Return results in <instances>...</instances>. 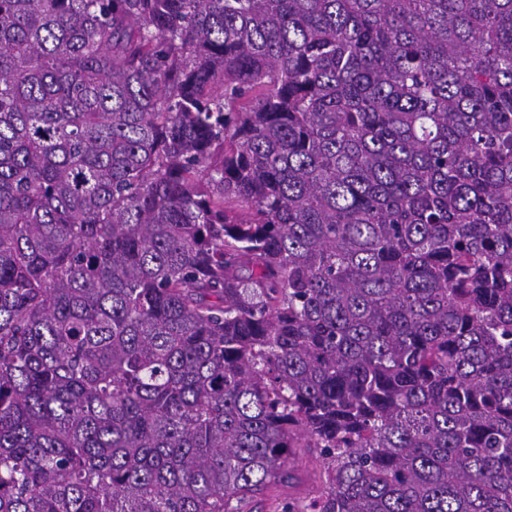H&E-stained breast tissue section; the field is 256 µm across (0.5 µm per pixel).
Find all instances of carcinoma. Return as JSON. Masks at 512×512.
<instances>
[{
    "label": "carcinoma",
    "instance_id": "carcinoma-1",
    "mask_svg": "<svg viewBox=\"0 0 512 512\" xmlns=\"http://www.w3.org/2000/svg\"><path fill=\"white\" fill-rule=\"evenodd\" d=\"M512 512V0H0V512ZM293 469L295 480L290 484H273L265 495V501L254 512H281L282 504L288 501H308L322 489V474L325 463L316 448H295Z\"/></svg>",
    "mask_w": 512,
    "mask_h": 512
}]
</instances>
